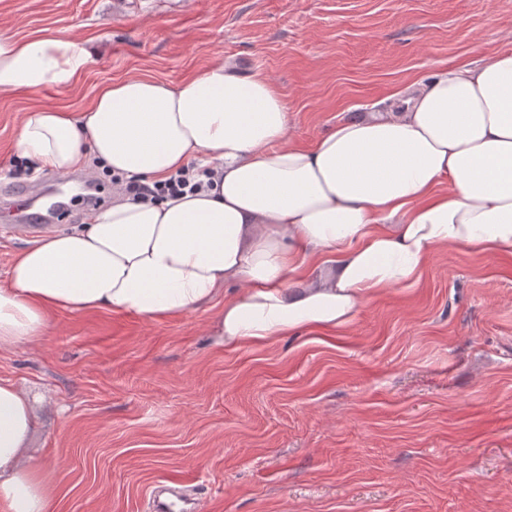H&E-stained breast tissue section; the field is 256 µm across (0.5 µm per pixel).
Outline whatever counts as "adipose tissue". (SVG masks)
Here are the masks:
<instances>
[{
	"instance_id": "ef3b65f1",
	"label": "adipose tissue",
	"mask_w": 512,
	"mask_h": 512,
	"mask_svg": "<svg viewBox=\"0 0 512 512\" xmlns=\"http://www.w3.org/2000/svg\"><path fill=\"white\" fill-rule=\"evenodd\" d=\"M59 32L0 34V94L72 87L92 61ZM17 152L58 175L98 168L153 183L198 160L195 193L123 197L87 224L46 234L0 288V346L30 344L57 312L181 316L220 287L217 344H260L349 326L389 288L415 287L436 248L512 254V52L413 83L403 107L296 144L288 105L260 73L216 64L172 84H101L78 112L28 110ZM321 260L305 288L291 274ZM29 394L0 380V512H48L54 484L30 448Z\"/></svg>"
}]
</instances>
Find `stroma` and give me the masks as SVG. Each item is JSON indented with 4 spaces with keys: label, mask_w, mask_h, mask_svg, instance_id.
Returning <instances> with one entry per match:
<instances>
[{
    "label": "stroma",
    "mask_w": 512,
    "mask_h": 512,
    "mask_svg": "<svg viewBox=\"0 0 512 512\" xmlns=\"http://www.w3.org/2000/svg\"><path fill=\"white\" fill-rule=\"evenodd\" d=\"M37 32L98 53L75 87L0 95V207L59 188L15 149L30 108L221 62L266 74L310 147L412 81L512 51V0H0V33ZM234 294L152 321L60 312L0 347V378L43 396L50 512H149L172 477L200 512H512V254L442 247L345 329L226 348L210 326Z\"/></svg>",
    "instance_id": "1"
}]
</instances>
